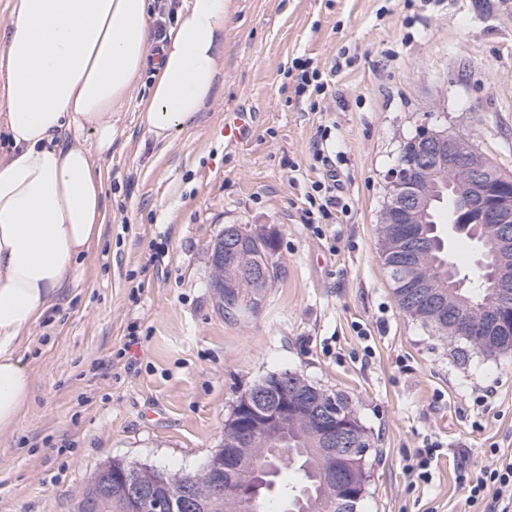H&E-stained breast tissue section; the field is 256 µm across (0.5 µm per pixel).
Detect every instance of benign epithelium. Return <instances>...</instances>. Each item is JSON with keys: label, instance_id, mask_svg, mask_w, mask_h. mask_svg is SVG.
Returning a JSON list of instances; mask_svg holds the SVG:
<instances>
[{"label": "benign epithelium", "instance_id": "7a95c632", "mask_svg": "<svg viewBox=\"0 0 512 512\" xmlns=\"http://www.w3.org/2000/svg\"><path fill=\"white\" fill-rule=\"evenodd\" d=\"M448 187V199L479 213L480 223L492 229L494 262L491 266L495 303L482 308L478 317L466 322L448 317L450 336L512 337V177L503 173L471 143L448 132L422 131L411 143L404 144L397 165L388 174L389 195L381 214V223L395 228L381 242L383 256L399 251L402 231L429 219L437 194ZM241 234L234 226L219 236L211 247L212 261L231 268L239 263L245 243L224 249V236ZM423 239L412 237L410 252L403 265L401 288H416L419 311L414 319L431 318L444 312V304L435 291L434 280L420 260ZM305 419L312 422L321 446L323 466L319 479L334 491L331 506L356 509L366 489L365 452L359 448L352 414L334 411L298 391L263 405L261 394L243 398L236 404L233 430L224 436V447L207 457L201 473L211 481L214 506L224 504V512H250L270 478L266 464L255 465L243 457V451L262 439L273 445L279 456L282 435L288 422ZM138 465L123 463L112 469V480L104 473L92 476L90 495L77 506V512H104L112 500L111 485L123 484L124 512H192L199 505L186 491L180 496L162 499L157 487L132 478ZM233 487V497L223 498L224 486Z\"/></svg>", "mask_w": 512, "mask_h": 512}]
</instances>
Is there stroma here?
Instances as JSON below:
<instances>
[{
    "instance_id": "1",
    "label": "stroma",
    "mask_w": 512,
    "mask_h": 512,
    "mask_svg": "<svg viewBox=\"0 0 512 512\" xmlns=\"http://www.w3.org/2000/svg\"><path fill=\"white\" fill-rule=\"evenodd\" d=\"M298 57L328 83L312 105L293 100ZM236 110L254 135L228 145ZM320 127L347 210L315 226L299 207L320 177ZM423 129L512 175V16L498 0H231L224 74L196 122L164 146L129 108L97 162L104 231L23 352L33 386L0 436V512H74L114 460L196 473L240 396L282 372L349 398L372 443L360 512H472L459 473L512 453V358L439 337L395 301L386 174ZM228 224L275 239L258 307L214 299L210 247ZM432 442L431 479L414 481L409 458Z\"/></svg>"
}]
</instances>
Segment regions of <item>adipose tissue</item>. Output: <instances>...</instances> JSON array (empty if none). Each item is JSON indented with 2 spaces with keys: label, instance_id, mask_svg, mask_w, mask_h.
<instances>
[{
  "label": "adipose tissue",
  "instance_id": "ef3b65f1",
  "mask_svg": "<svg viewBox=\"0 0 512 512\" xmlns=\"http://www.w3.org/2000/svg\"><path fill=\"white\" fill-rule=\"evenodd\" d=\"M229 2L181 0L158 40L149 0H11L0 34V435L23 417L33 329L103 233L97 160L129 105L158 143L194 122L224 71Z\"/></svg>",
  "mask_w": 512,
  "mask_h": 512
}]
</instances>
